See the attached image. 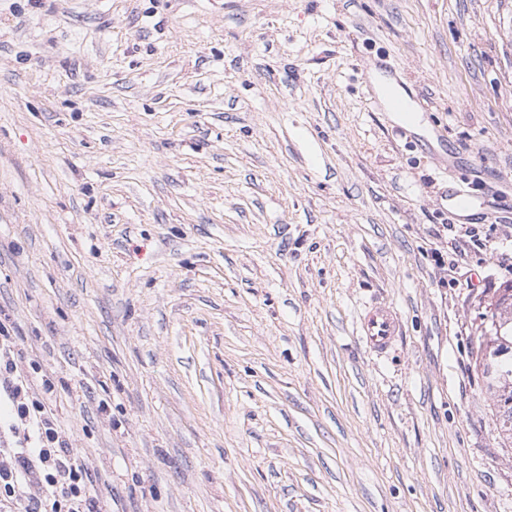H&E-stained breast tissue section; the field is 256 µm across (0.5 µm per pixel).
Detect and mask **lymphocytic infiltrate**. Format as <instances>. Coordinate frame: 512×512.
<instances>
[{
  "instance_id": "f902f5d3",
  "label": "lymphocytic infiltrate",
  "mask_w": 512,
  "mask_h": 512,
  "mask_svg": "<svg viewBox=\"0 0 512 512\" xmlns=\"http://www.w3.org/2000/svg\"><path fill=\"white\" fill-rule=\"evenodd\" d=\"M17 354L15 336L0 324V401L8 406L0 422V512H101L88 467L70 448L52 408L53 383L43 380L42 395H35ZM22 485L29 494L20 502Z\"/></svg>"
}]
</instances>
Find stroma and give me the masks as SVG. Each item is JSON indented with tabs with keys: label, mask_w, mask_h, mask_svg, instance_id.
<instances>
[{
	"label": "stroma",
	"mask_w": 512,
	"mask_h": 512,
	"mask_svg": "<svg viewBox=\"0 0 512 512\" xmlns=\"http://www.w3.org/2000/svg\"><path fill=\"white\" fill-rule=\"evenodd\" d=\"M509 284L512 0H0V322L104 512H512ZM493 299L482 314L488 320V329L478 338L474 367L498 409L500 430L511 447L512 284L507 288H498ZM360 337L377 354L388 352L402 335L398 313L387 304H369L360 317Z\"/></svg>",
	"instance_id": "obj_1"
}]
</instances>
